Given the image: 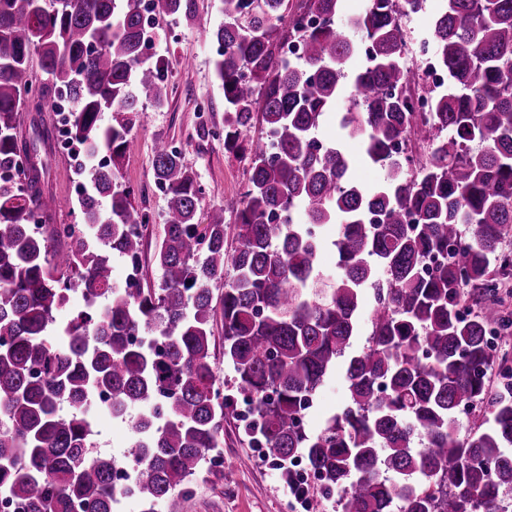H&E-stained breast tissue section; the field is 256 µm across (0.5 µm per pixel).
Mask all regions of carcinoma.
Returning <instances> with one entry per match:
<instances>
[{
    "label": "carcinoma",
    "mask_w": 512,
    "mask_h": 512,
    "mask_svg": "<svg viewBox=\"0 0 512 512\" xmlns=\"http://www.w3.org/2000/svg\"><path fill=\"white\" fill-rule=\"evenodd\" d=\"M188 2L152 0L156 20ZM421 7L368 0L344 25L343 0H257L248 16L243 0H222L211 37L224 149L248 158L234 218L214 209L200 226L195 173L157 142L154 182L168 198L154 254L161 281L119 288L112 259L141 271L149 223L121 174L137 92L165 104L168 63L148 51L138 0H0V494L16 512H113L111 460L88 438L89 400L101 391L112 415L138 410L129 462L143 512H182L188 484L228 478L210 462L229 413L298 499L311 486L292 477L297 458L341 512H512V382L489 383L506 362L499 346L512 342L492 275L512 276V0H441L430 35L448 86L430 94L423 119L403 27ZM305 13L322 25L302 27ZM355 32L371 60L351 72ZM295 38L301 60L280 55ZM49 92L69 99L70 133L85 149L82 192L63 201L42 189L46 165L23 154L54 138L33 116ZM346 92L338 124L385 172L369 189L341 144L316 136ZM402 142L406 160L392 152ZM61 206L81 223L29 230L33 213L45 222ZM324 224L337 228V265L323 294L311 284ZM427 256L438 260L429 275ZM218 286L224 361L244 413L216 380ZM73 294V316L57 322ZM339 365L348 403L307 433L308 397ZM463 405L483 420L462 437Z\"/></svg>",
    "instance_id": "obj_1"
}]
</instances>
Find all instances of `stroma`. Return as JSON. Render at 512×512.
<instances>
[{
	"label": "stroma",
	"instance_id": "1",
	"mask_svg": "<svg viewBox=\"0 0 512 512\" xmlns=\"http://www.w3.org/2000/svg\"><path fill=\"white\" fill-rule=\"evenodd\" d=\"M193 17L175 15L161 21L154 51L168 61L172 94L163 106L143 100V121L132 130V146L123 163L124 182L135 192L136 203L150 216L145 231L146 259L143 274L159 283L161 274L152 261L162 240L167 211L164 194L152 193V156L155 142L176 146L184 164L192 169L204 190L205 209L223 208L233 217L246 180L247 160L224 149V91L214 72L211 32L224 20L220 0H193ZM319 138L340 142L353 162V176L362 185L379 183L384 172L367 164L360 140L345 137L335 118H327ZM317 402L308 414V432H317L327 415L348 401L343 371L333 372L316 392ZM224 467L233 479L225 483L192 482L182 494L183 512H333L331 501L313 496L299 501L289 492L278 469L250 447L242 424L233 416L224 419Z\"/></svg>",
	"mask_w": 512,
	"mask_h": 512
}]
</instances>
